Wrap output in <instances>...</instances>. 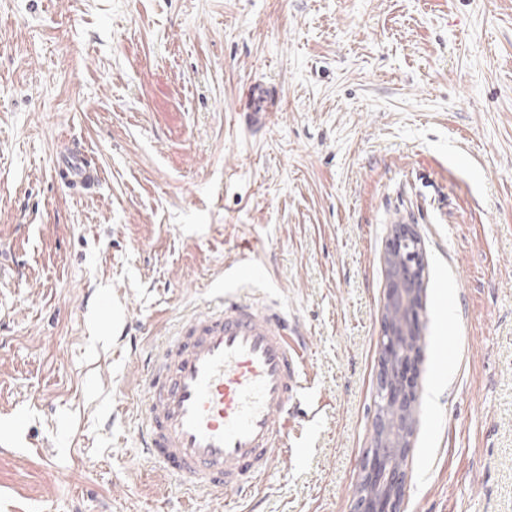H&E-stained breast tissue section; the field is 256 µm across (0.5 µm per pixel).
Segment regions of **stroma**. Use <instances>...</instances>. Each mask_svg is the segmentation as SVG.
I'll use <instances>...</instances> for the list:
<instances>
[{"mask_svg":"<svg viewBox=\"0 0 512 512\" xmlns=\"http://www.w3.org/2000/svg\"><path fill=\"white\" fill-rule=\"evenodd\" d=\"M395 224L425 262L400 510L512 512V0H0V442L30 414L0 512H352ZM220 288L281 305L313 387L238 502L136 440L147 354ZM57 170L64 181L75 190H90L99 185L100 172L86 152L72 149L57 161Z\"/></svg>","mask_w":512,"mask_h":512,"instance_id":"35a3bbf8","label":"stroma"}]
</instances>
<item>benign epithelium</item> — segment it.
I'll return each mask as SVG.
<instances>
[{
    "mask_svg": "<svg viewBox=\"0 0 512 512\" xmlns=\"http://www.w3.org/2000/svg\"><path fill=\"white\" fill-rule=\"evenodd\" d=\"M386 259L397 260L402 248L413 245L411 259L402 266H387L390 288L384 304L376 383L373 445L363 464L353 512H399L406 471L396 459L408 455L415 427V402L407 369L419 351L410 349L413 323L421 309L424 258L421 241L412 225L395 224ZM402 318L394 319V310Z\"/></svg>",
    "mask_w": 512,
    "mask_h": 512,
    "instance_id": "1",
    "label": "benign epithelium"
}]
</instances>
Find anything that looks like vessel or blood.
Wrapping results in <instances>:
<instances>
[{
    "instance_id": "1",
    "label": "vessel or blood",
    "mask_w": 512,
    "mask_h": 512,
    "mask_svg": "<svg viewBox=\"0 0 512 512\" xmlns=\"http://www.w3.org/2000/svg\"><path fill=\"white\" fill-rule=\"evenodd\" d=\"M73 189L99 185L86 152L61 156ZM303 351L279 306L217 298L151 353L140 448L186 482L188 493L242 497L271 474L301 407Z\"/></svg>"
}]
</instances>
